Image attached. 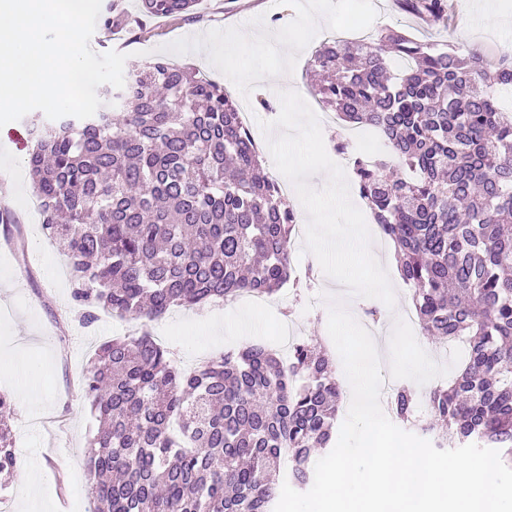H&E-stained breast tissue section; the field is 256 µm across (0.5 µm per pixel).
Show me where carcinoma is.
Masks as SVG:
<instances>
[{
    "mask_svg": "<svg viewBox=\"0 0 512 512\" xmlns=\"http://www.w3.org/2000/svg\"><path fill=\"white\" fill-rule=\"evenodd\" d=\"M199 0H141L146 15H197ZM451 32L448 0H394ZM318 94L340 120L375 130L380 157L355 156L353 181L425 333L465 341L446 387L426 396V430L496 449L512 467V56L419 40L400 27L371 41L326 40L312 56ZM111 112L29 128L28 167L46 235L63 240L72 300L139 321L102 342L82 395L99 422L88 452L92 512H273L286 478L314 480L336 432L340 386L328 354L306 342L284 359L262 344L193 370L175 365L147 323L173 307L273 295L291 276L296 218L262 165L224 89L165 60L125 76ZM415 394L391 411L414 420ZM0 393V473L15 471Z\"/></svg>",
    "mask_w": 512,
    "mask_h": 512,
    "instance_id": "cac0c4a2",
    "label": "carcinoma"
}]
</instances>
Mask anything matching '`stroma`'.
<instances>
[{
  "instance_id": "stroma-1",
  "label": "stroma",
  "mask_w": 512,
  "mask_h": 512,
  "mask_svg": "<svg viewBox=\"0 0 512 512\" xmlns=\"http://www.w3.org/2000/svg\"><path fill=\"white\" fill-rule=\"evenodd\" d=\"M459 22L451 34L416 24L395 13L391 0H372L377 11L375 27H402L423 40H451L459 52L478 48L489 57L512 54V0H448ZM119 11L140 17L138 25L118 30L113 50L127 54L126 71H134L159 58V49L183 37L198 36L215 28L245 27L257 16L292 21L288 6L272 0H200L197 20L141 17L140 0H102V13ZM35 110L0 129V147L9 146L6 173H0V209L14 211L26 230L24 250L0 248V361L25 353L31 362L36 397H22L15 380L0 376V392L12 401L14 449L21 465L0 487V512H23L27 477H34L44 505L51 512H90L93 496L86 467V451L96 424L78 386L103 341L123 335V325L99 314L89 326L67 324L73 306L71 284L64 272L68 262L58 243L49 240L38 221L32 220L26 202L33 187L26 157L27 144L9 141V130L27 134L31 122L44 121ZM288 310L297 324V338L328 343V308L325 294L346 297L339 282L323 270L315 272L312 294L285 285ZM280 314L277 307H261L242 297L223 305L214 303L177 308L153 322L154 335L182 364L196 366L207 358L247 344L260 342L280 348Z\"/></svg>"
}]
</instances>
